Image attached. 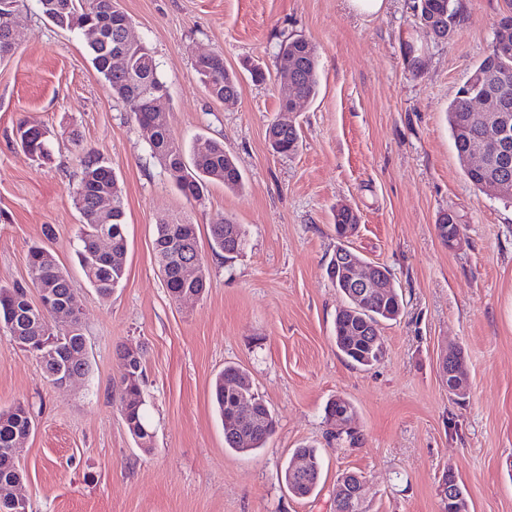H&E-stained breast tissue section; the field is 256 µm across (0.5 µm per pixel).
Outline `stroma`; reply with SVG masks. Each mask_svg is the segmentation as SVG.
Returning <instances> with one entry per match:
<instances>
[{"label":"stroma","instance_id":"obj_1","mask_svg":"<svg viewBox=\"0 0 512 512\" xmlns=\"http://www.w3.org/2000/svg\"><path fill=\"white\" fill-rule=\"evenodd\" d=\"M167 87L168 125L183 142L223 141L244 185L213 184L186 200L140 126L93 67L85 40L20 0L22 42L0 62V284L27 282L31 246L47 244L81 301L88 373L46 381L35 359L0 335V408L29 406L35 429L18 488L29 512H334L337 478L361 473L368 512H443L438 481L453 470L470 512H512V206L466 179L447 109L488 51L512 0H460L452 40L417 23V0H385L376 15L348 0H114ZM319 55V94L300 103L296 154L273 153L268 129L284 96L275 79L289 38ZM218 53L239 80L235 104L208 96L194 68ZM267 78L252 79L249 64ZM50 133L51 158L13 140L20 122ZM114 170L125 210V270L111 295L77 261L79 155ZM357 212L348 244L386 265L405 310L381 329L384 358L364 370L338 352L345 306L326 275L340 242L337 206ZM458 217V241L438 237ZM198 226L209 288L171 300L154 257L157 224ZM242 224L244 253L212 254L210 224ZM53 228V239L44 231ZM462 349L465 398L448 395L444 350ZM144 353L141 388L155 431L138 448L120 415L119 351ZM249 376L276 428L250 454L224 446L211 398L226 365ZM350 401L360 433L331 437L327 403ZM323 459L322 480L294 497L280 474L295 448Z\"/></svg>","mask_w":512,"mask_h":512}]
</instances>
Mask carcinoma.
<instances>
[{
    "label": "carcinoma",
    "mask_w": 512,
    "mask_h": 512,
    "mask_svg": "<svg viewBox=\"0 0 512 512\" xmlns=\"http://www.w3.org/2000/svg\"><path fill=\"white\" fill-rule=\"evenodd\" d=\"M46 18L60 29L85 33L86 26L112 6V0H38ZM458 0H418L419 23L434 28L439 35L455 33L460 22ZM95 70L102 74L115 97L121 99L134 120L142 125H155L150 142L151 154L163 165L174 180L181 194L189 201H199L210 185L221 183L224 188L236 190L243 185V175L232 156L224 150V143L204 134L196 136L189 146H184L172 134L167 123L157 119L153 106L156 97L166 92V85L158 72V63L151 50L143 43H123L119 27L102 33L100 38L85 37ZM124 49L126 69L117 72L111 64L116 47ZM288 78L299 85L302 98L312 100L319 93V75L316 47L304 38L288 39ZM195 70L206 92L214 99L224 100L239 95L237 78L224 68L222 56L198 59ZM484 78L486 92L503 99L512 112V51L504 52L490 46L488 52L471 71ZM448 127L458 158L480 149L479 120L465 107L463 98L456 95L447 109ZM278 135V153L292 154L299 146V132L295 124L273 123L268 136ZM49 133L46 129L21 122L14 138L26 152L37 159L50 157ZM81 176L75 187L76 204L84 219L80 229L78 259L83 273L95 291L107 296L112 294L124 275L123 258L126 248L124 200L112 168L91 152L82 154ZM469 182L478 190L501 175L497 164L472 171H465ZM111 200L110 208L103 212L99 200ZM211 252L216 256L232 259L246 247V230L229 218L209 225ZM154 254L159 268L164 270V284L173 299L184 294L202 295L207 288L204 260L199 249L197 225L175 216L156 225ZM29 282L0 286V331L4 335L22 337L40 366L43 377L50 383L57 382L58 371L68 369L85 374L89 364L82 357L85 334L77 329L63 328L64 342L56 355L39 356L41 345L49 338L48 311L31 301L30 290H47L58 305H68L75 299L68 272L58 263L54 253L44 246H33L27 255ZM189 264L199 267V273L188 275ZM344 295L347 305L338 310L335 318L336 349L353 365L371 367L384 353L380 339L381 325L397 319L404 308L402 296L393 291L383 297L359 298L353 289L335 284ZM129 374L120 378V412L137 446L152 448L153 429L144 412L145 401L140 379L143 370L142 356L129 357ZM250 398L253 416L240 417L236 409L241 396ZM212 400L224 422V447L240 454H249L263 448L275 431L276 421L262 396L255 393L244 379V371L234 365L224 366L212 385ZM341 408L348 412L350 424L336 432V439L349 444L357 441V431L351 426L356 411L352 403L344 401ZM35 422L27 405L17 402L0 409V449L11 448L22 435L33 431ZM295 453L310 459V469L303 472L288 470V484L295 493L307 497L314 492L322 474V458L317 449L302 446ZM23 476L20 461L11 464L0 461V484L19 480Z\"/></svg>",
    "instance_id": "carcinoma-1"
}]
</instances>
